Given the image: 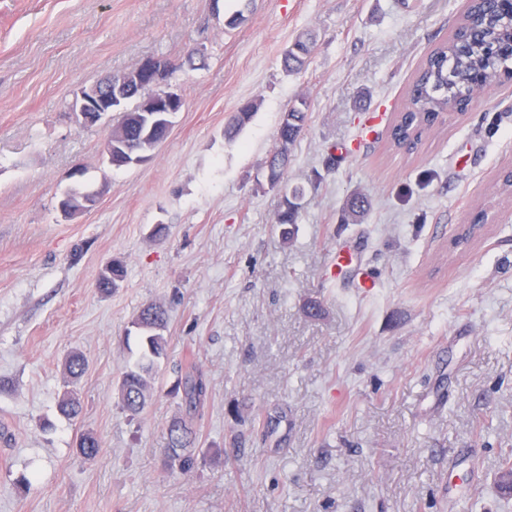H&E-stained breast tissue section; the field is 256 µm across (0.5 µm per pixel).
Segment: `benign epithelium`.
Listing matches in <instances>:
<instances>
[{"label":"benign epithelium","instance_id":"benign-epithelium-1","mask_svg":"<svg viewBox=\"0 0 512 512\" xmlns=\"http://www.w3.org/2000/svg\"><path fill=\"white\" fill-rule=\"evenodd\" d=\"M140 73L135 78L114 79L107 77L104 81L96 82L81 89L73 102V112L80 117L85 126L97 124L108 112L127 111V89L135 83L139 86L150 87L153 92L149 96V107L144 110L143 125L148 132L159 128L170 129L173 116L181 111L182 97L170 89L165 76V67L154 58H147L139 65ZM125 152L130 155L126 160L129 166L140 163L138 154L132 152L126 143L115 142L107 137L104 154L107 161H112L113 153Z\"/></svg>","mask_w":512,"mask_h":512}]
</instances>
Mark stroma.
Masks as SVG:
<instances>
[{"label":"stroma","mask_w":512,"mask_h":512,"mask_svg":"<svg viewBox=\"0 0 512 512\" xmlns=\"http://www.w3.org/2000/svg\"><path fill=\"white\" fill-rule=\"evenodd\" d=\"M468 0H0V512H512V82L474 95L411 155L387 131ZM302 70L283 51L302 32ZM193 48L169 84L185 106L143 164L102 155L77 92ZM308 123L284 176L297 232L263 188L283 112ZM257 111L232 140L224 127ZM102 193L56 206L74 164ZM355 193L371 207L338 218ZM482 214L480 235L456 244ZM164 234H157V227ZM125 277L103 294L112 260ZM319 301L320 318L307 301ZM168 310L153 397L118 392L131 322ZM79 353L84 373L64 364ZM209 397L196 465L166 431L190 366ZM76 390L82 411L58 410ZM101 449L83 460L77 442ZM315 39L310 33H302L283 52L282 65L287 72L304 66L306 59L315 48ZM304 195V189L296 186L289 193L287 192L281 199L279 209L276 214V224L283 227V234L290 238L296 230L299 217V202ZM288 228V230H286Z\"/></svg>","instance_id":"obj_1"}]
</instances>
